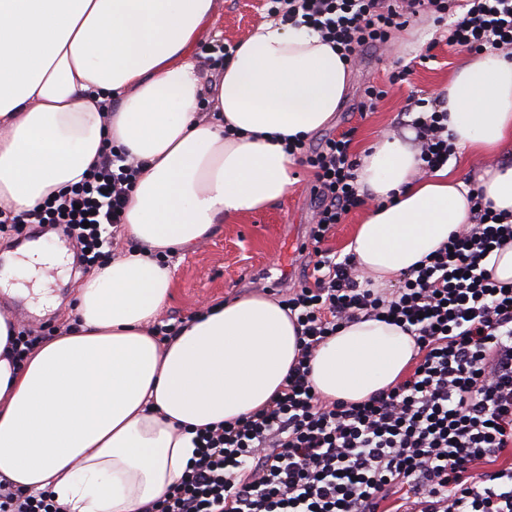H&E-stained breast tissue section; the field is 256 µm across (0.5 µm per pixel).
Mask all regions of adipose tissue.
I'll return each instance as SVG.
<instances>
[{
    "label": "adipose tissue",
    "instance_id": "ef3b65f1",
    "mask_svg": "<svg viewBox=\"0 0 512 512\" xmlns=\"http://www.w3.org/2000/svg\"><path fill=\"white\" fill-rule=\"evenodd\" d=\"M214 0H0V211L33 210L81 181L115 146L142 162L125 207L126 235L190 250L220 224L286 196L295 183L286 139H309L348 90L350 65L318 33L269 21L240 42L219 81L193 55ZM457 149L493 156L512 145V60L466 57L442 90ZM109 114H102V107ZM371 208L347 252L385 280L412 268L467 223L463 181L423 173L412 144L391 136L360 159ZM475 186L512 213V164ZM132 253L92 270L57 336L13 358L18 325L0 312V480L52 490L62 512H144L182 475L191 429L263 407L282 389L300 333L277 301L209 306L159 344L148 326L171 267ZM42 241L6 254L0 287H44L66 267ZM414 339L358 321L313 356L320 396L361 402L398 383Z\"/></svg>",
    "mask_w": 512,
    "mask_h": 512
}]
</instances>
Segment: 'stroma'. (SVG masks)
Masks as SVG:
<instances>
[{"mask_svg":"<svg viewBox=\"0 0 512 512\" xmlns=\"http://www.w3.org/2000/svg\"><path fill=\"white\" fill-rule=\"evenodd\" d=\"M216 33L225 42L235 44L246 39L264 23L263 0H216ZM432 47L435 59L420 65L416 59L425 47ZM465 52L449 48L442 28L430 15L414 18L396 32L387 47L367 50L352 68L348 91L331 122L309 139L317 146L325 138L351 132V153L360 157L377 139L403 134V113L411 98L436 93L446 85L453 71L464 61ZM413 64L408 80L391 85L392 89L376 111L360 109L361 94L370 82L390 84L396 68ZM297 182L288 195L264 210L222 224L219 232L194 251L175 253V276L171 295L161 317L180 321L189 318L216 300H231L258 291L256 272H264L266 282L293 284L307 272V258L301 250L313 217V175L304 164H296ZM49 295L58 297L57 310L39 309L37 295L13 298L0 291V311L12 314L23 325L56 335L61 319L74 300L73 283L65 274L52 270L46 284Z\"/></svg>","mask_w":512,"mask_h":512,"instance_id":"stroma-1","label":"stroma"}]
</instances>
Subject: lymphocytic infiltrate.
<instances>
[{
  "label": "lymphocytic infiltrate",
  "mask_w": 512,
  "mask_h": 512,
  "mask_svg": "<svg viewBox=\"0 0 512 512\" xmlns=\"http://www.w3.org/2000/svg\"><path fill=\"white\" fill-rule=\"evenodd\" d=\"M284 24H305L357 60L386 45L411 18L432 14L451 48L491 50L512 60V0H269ZM406 125L421 170L455 156L440 97L415 100ZM348 136L319 147L288 145L312 169L317 201L309 230L312 267L282 304L301 336L283 390L236 421L197 430L177 483L146 512H512V285L493 279L490 249L512 244V214L485 206L469 188V222L397 285L376 287L353 255L324 242L364 201ZM139 161L103 154L81 184L0 232L50 226L79 256L80 273L107 260L123 225ZM380 320L413 337L417 362L394 387L360 403L325 400L309 379L315 352L358 320ZM0 512H60L44 492L0 482Z\"/></svg>",
  "instance_id": "f902f5d3"
}]
</instances>
